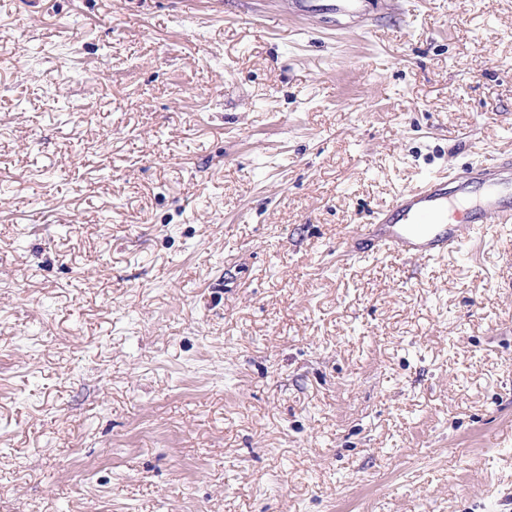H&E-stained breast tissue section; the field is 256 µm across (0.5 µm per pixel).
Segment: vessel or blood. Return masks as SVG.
<instances>
[{
    "instance_id": "b4317fda",
    "label": "vessel or blood",
    "mask_w": 512,
    "mask_h": 512,
    "mask_svg": "<svg viewBox=\"0 0 512 512\" xmlns=\"http://www.w3.org/2000/svg\"><path fill=\"white\" fill-rule=\"evenodd\" d=\"M294 19L365 21L370 0H279ZM512 228V154L500 153L448 175L430 174L373 213L366 256L427 261L455 255Z\"/></svg>"
}]
</instances>
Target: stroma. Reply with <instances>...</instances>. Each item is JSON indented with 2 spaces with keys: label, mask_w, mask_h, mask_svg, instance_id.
<instances>
[{
  "label": "stroma",
  "mask_w": 512,
  "mask_h": 512,
  "mask_svg": "<svg viewBox=\"0 0 512 512\" xmlns=\"http://www.w3.org/2000/svg\"><path fill=\"white\" fill-rule=\"evenodd\" d=\"M0 0V512H512V237L346 234L512 152V0ZM282 5L295 20L311 17H336L354 19L357 22L368 18L371 0H272Z\"/></svg>",
  "instance_id": "obj_1"
}]
</instances>
